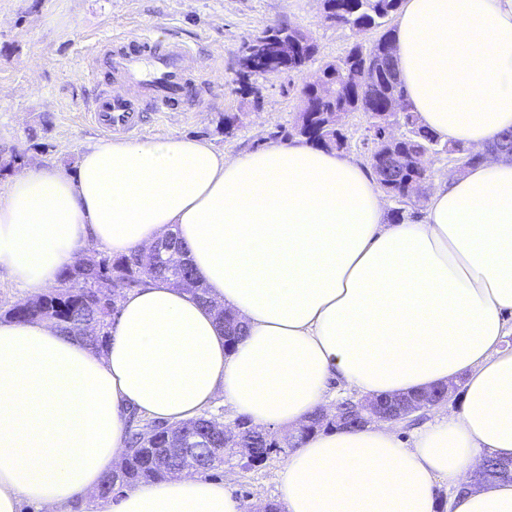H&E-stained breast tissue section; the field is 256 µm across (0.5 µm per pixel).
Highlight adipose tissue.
I'll list each match as a JSON object with an SVG mask.
<instances>
[{"instance_id": "1", "label": "adipose tissue", "mask_w": 512, "mask_h": 512, "mask_svg": "<svg viewBox=\"0 0 512 512\" xmlns=\"http://www.w3.org/2000/svg\"><path fill=\"white\" fill-rule=\"evenodd\" d=\"M407 100L437 139L481 149L512 129V0H405L395 39ZM174 235L205 299L150 279L97 352L50 322L0 321V512H246L230 481L181 475L116 500L101 478L130 413L170 424L217 399L294 431L332 382L366 395L462 382L457 411L412 443L392 424L318 431L280 473L284 512H512V480L461 493L485 456L512 459V161L437 179L420 220L388 224L376 179L301 140L225 158L180 136L104 140L75 173L25 170L0 192V271L36 294L91 248ZM247 325L228 345L214 309Z\"/></svg>"}]
</instances>
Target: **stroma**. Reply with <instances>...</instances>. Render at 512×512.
<instances>
[{"label":"stroma","mask_w":512,"mask_h":512,"mask_svg":"<svg viewBox=\"0 0 512 512\" xmlns=\"http://www.w3.org/2000/svg\"><path fill=\"white\" fill-rule=\"evenodd\" d=\"M273 25H291L315 40L316 62L301 73L251 77L241 90L246 43ZM167 33L186 43L201 66L182 109L142 110L139 138L181 135L211 144L232 159L280 142L294 123L300 90L319 63L342 57L355 38L328 24L323 0H0V159L19 154V169L74 171L86 147L104 136L85 109L102 91L87 78L86 46L98 34ZM234 118L225 130V118ZM285 456L244 468L227 457L217 479L255 505L275 501Z\"/></svg>","instance_id":"1"}]
</instances>
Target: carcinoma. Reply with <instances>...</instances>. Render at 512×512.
Wrapping results in <instances>:
<instances>
[{
    "instance_id": "cac0c4a2",
    "label": "carcinoma",
    "mask_w": 512,
    "mask_h": 512,
    "mask_svg": "<svg viewBox=\"0 0 512 512\" xmlns=\"http://www.w3.org/2000/svg\"><path fill=\"white\" fill-rule=\"evenodd\" d=\"M330 13L326 21L345 26L357 32L383 29L371 44L355 42L346 54L321 65L320 73L331 88L328 97L320 96L317 84L306 82L300 91V118L305 122L307 143L336 151L349 148L347 136L340 130L326 126V112H361L368 118L366 141L372 144L371 154L378 162L371 167L378 183L386 193L406 203L407 182L415 178L430 180L432 169L419 171L410 166L398 172L390 182L383 171L385 155L395 152L406 157L420 153L448 154V160H458L470 167L480 161L471 149L461 145L441 143L421 124L415 112L406 103L403 87L396 77L393 48V30L387 27L389 17L402 0H324ZM400 128V141L386 142L387 129ZM162 278L199 299L205 298V289L186 257V249L179 243L153 255L134 250L118 256L85 257L68 265L59 274V289L50 294L37 295L14 305L5 316L16 322L36 319L49 320L59 331L77 335L94 349H101L108 333L105 328L117 313V301L124 290L145 282L147 278ZM216 319L224 328L227 341L232 343L245 331L244 325L229 311L216 310ZM239 428L236 441L224 444V421L209 411L200 417L179 425L155 421L133 420L130 424L127 448L118 472L105 475L99 486V495L110 497L122 489L150 481L163 480L183 472H207L224 466L227 449L245 448L248 467L266 463L283 448L272 433L252 424L245 417L235 420ZM193 442L196 453L192 460L170 452L185 448Z\"/></svg>"
}]
</instances>
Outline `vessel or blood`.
<instances>
[{"label":"vessel or blood","mask_w":512,"mask_h":512,"mask_svg":"<svg viewBox=\"0 0 512 512\" xmlns=\"http://www.w3.org/2000/svg\"><path fill=\"white\" fill-rule=\"evenodd\" d=\"M137 52L126 49L122 35H107L87 47L88 57H96L103 49L112 51V73L126 83L123 91L101 94L89 107L93 124L108 134H129L136 131L139 103L152 111L168 112L195 76L193 57L186 44L172 39L158 41L140 35Z\"/></svg>","instance_id":"b4317fda"}]
</instances>
